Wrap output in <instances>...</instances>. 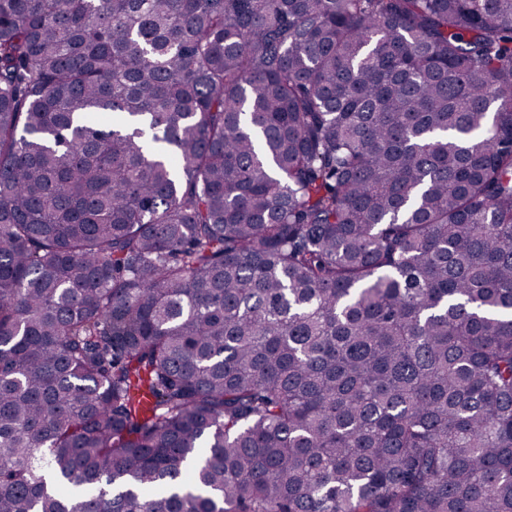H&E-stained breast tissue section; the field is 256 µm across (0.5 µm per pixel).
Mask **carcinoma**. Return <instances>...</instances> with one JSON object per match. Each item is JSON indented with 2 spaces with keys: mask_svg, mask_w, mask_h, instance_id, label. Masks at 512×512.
Here are the masks:
<instances>
[{
  "mask_svg": "<svg viewBox=\"0 0 512 512\" xmlns=\"http://www.w3.org/2000/svg\"><path fill=\"white\" fill-rule=\"evenodd\" d=\"M0 512H512V0H0Z\"/></svg>",
  "mask_w": 512,
  "mask_h": 512,
  "instance_id": "carcinoma-1",
  "label": "carcinoma"
}]
</instances>
